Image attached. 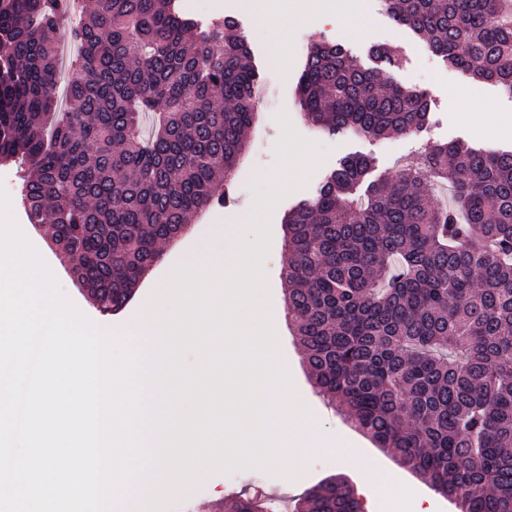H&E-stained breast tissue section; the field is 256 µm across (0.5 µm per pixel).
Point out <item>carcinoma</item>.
Returning a JSON list of instances; mask_svg holds the SVG:
<instances>
[{"mask_svg":"<svg viewBox=\"0 0 512 512\" xmlns=\"http://www.w3.org/2000/svg\"><path fill=\"white\" fill-rule=\"evenodd\" d=\"M178 0H94L55 111L62 0H0V162L28 164L22 203L102 311L126 307L159 246L215 195L246 148L260 73L237 21L195 23ZM400 25L512 95L505 0H381ZM311 43L301 107L324 135H407L423 92ZM152 132L140 135L143 115ZM347 156L285 222L287 314L316 391L459 512H512V150L434 145L393 179ZM427 181L450 187L432 205ZM293 512H363L334 478Z\"/></svg>","mask_w":512,"mask_h":512,"instance_id":"obj_1","label":"carcinoma"}]
</instances>
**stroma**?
<instances>
[{
	"mask_svg": "<svg viewBox=\"0 0 512 512\" xmlns=\"http://www.w3.org/2000/svg\"><path fill=\"white\" fill-rule=\"evenodd\" d=\"M223 12L214 11L208 0L198 8L182 6V13L199 24H207L225 14L235 18L253 52L261 73V109L248 135L246 152L231 178L234 203L200 213L175 241L163 244L158 263L139 282L134 295L120 312L103 313L94 306L81 285L73 280L62 263L57 248L46 237L44 228L29 224L21 200L24 162L16 160L0 165V188L9 197L13 217L47 267L63 294L87 319L102 330L124 334L130 319L142 313L154 284L165 281L189 258L201 256L205 242L199 234L210 230L214 240L224 238L223 219L236 216L237 208L253 199V176L256 171L272 168L277 162L276 147L281 139L279 113H286L294 131L317 148L321 162L304 184L280 199L269 221L271 253L285 256L284 217L295 203L312 198L329 172L343 157L362 153L374 160L373 178H390L401 165L426 146L462 142L489 151L512 149V96L496 85L477 82L461 70L447 66L427 44L409 29L398 25L386 14L380 0H362L367 19L365 29H356L342 15L318 9L314 0H285L279 22L288 32L283 49L287 64H280L269 27L259 14L244 7L242 0H223ZM323 40L351 49L358 64L371 67L375 60L371 49L377 45L397 47L402 63L393 70V81L401 86L424 92L430 101V118L421 132L392 135L374 140L348 132L339 136L317 134L306 121L296 96L304 55L298 46L304 41ZM272 316L283 321L279 349L292 371V384L306 410L304 423L321 434L328 446H347L352 464L336 471L329 454L318 453L301 461L298 477L272 476L256 468L216 473L183 496L173 512H227L234 500L255 495L257 489L270 493L275 512H291L297 498L320 482L343 476L354 489H361L366 475L382 476L388 481L385 492L376 493L368 503L370 512H409L412 503L428 502L432 512H457L454 503L434 491L410 469L402 467L386 449L377 445L352 426L345 415L314 390L305 366L303 353L290 326L286 310V285L280 264H273L268 278Z\"/></svg>",
	"mask_w": 512,
	"mask_h": 512,
	"instance_id": "35a3bbf8",
	"label": "stroma"
}]
</instances>
